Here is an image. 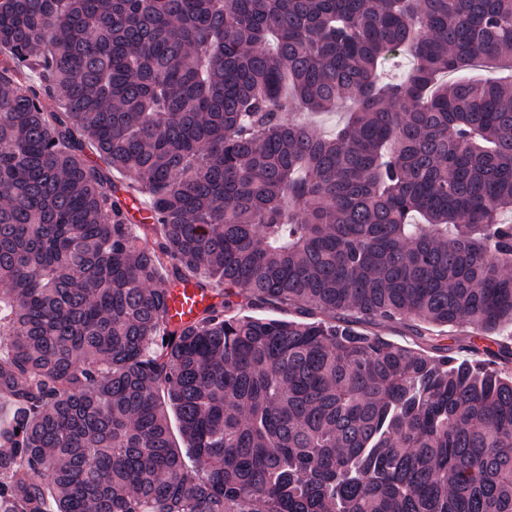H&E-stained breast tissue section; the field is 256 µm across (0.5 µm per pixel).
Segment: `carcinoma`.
I'll use <instances>...</instances> for the list:
<instances>
[{
    "mask_svg": "<svg viewBox=\"0 0 512 512\" xmlns=\"http://www.w3.org/2000/svg\"><path fill=\"white\" fill-rule=\"evenodd\" d=\"M474 65L512 0H0V512H512V81ZM167 262L307 319L169 329ZM301 118L316 126L317 130L324 134L333 133L336 127L344 121L343 112H328L322 114H304ZM360 327L378 334L379 336H382L386 339H389L391 341L397 342L399 344L411 347L413 349H427L428 345L426 344V341L424 340L423 336H435L431 334H438V331L443 330V333L446 337L441 342L442 344L446 345H452L451 347L454 348V354L459 358H473L469 350L466 349H458V342H455L456 340H460L467 331H471L472 329L469 327H462V328H453L450 333H448V327H439V328H432L435 332L431 330H426L423 327L415 326L413 323H403V322H395V323H389V322H380L377 321L373 324L368 325H360ZM457 329V330H456ZM420 332L422 333V336L420 335ZM448 335L451 337V339H448Z\"/></svg>",
    "mask_w": 512,
    "mask_h": 512,
    "instance_id": "1",
    "label": "carcinoma"
}]
</instances>
